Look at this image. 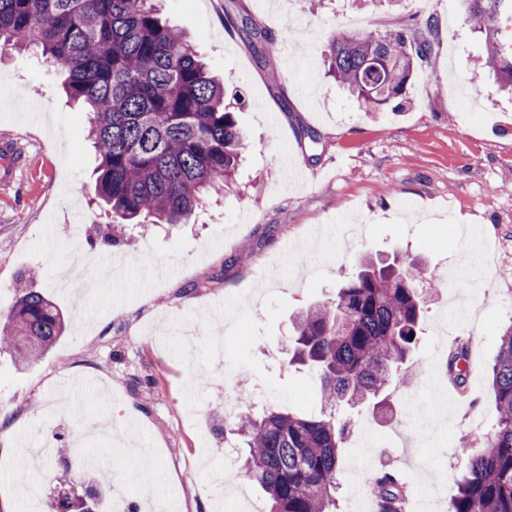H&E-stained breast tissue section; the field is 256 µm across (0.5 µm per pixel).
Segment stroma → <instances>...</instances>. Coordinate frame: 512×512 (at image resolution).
<instances>
[{"instance_id":"1","label":"stroma","mask_w":512,"mask_h":512,"mask_svg":"<svg viewBox=\"0 0 512 512\" xmlns=\"http://www.w3.org/2000/svg\"><path fill=\"white\" fill-rule=\"evenodd\" d=\"M161 8L225 78L228 94L241 95L246 147L232 190L204 198L194 223L108 244L121 270L93 292L56 286L86 241L66 213L111 221L90 200L99 158L88 116L68 102L53 66L30 52L0 57V133L29 152L14 190L0 193V314L27 286L52 299L67 326L33 364L0 351V512H49L55 462L29 451L58 433L83 453L118 449L100 466L109 510L155 512L158 499L176 512H268L264 492L241 474L235 417L205 372L214 343L226 342V381L252 389L263 408L311 412L316 380L287 365L295 317L333 299L358 257L396 254L419 262L428 278L455 267L470 319L437 335L448 295L426 290L420 344L407 364L413 383L395 387L393 419L371 408L353 413L337 508L374 505L363 476L380 470L414 494H455L497 419L489 369L512 327V97L472 80L479 35L435 0L385 2L372 12L362 0H297L289 18L264 0H161ZM346 12L371 14L381 31L434 22L439 49L413 80L408 105L358 111L325 75L321 53ZM245 13L279 43L302 31L315 42L312 60L270 79L246 30L224 24ZM303 127L315 139H298ZM297 241L307 249L294 250ZM186 321L204 325L189 355L171 334ZM463 343L462 396L447 362ZM142 470L149 486L139 482ZM22 473L40 501L25 497Z\"/></svg>"}]
</instances>
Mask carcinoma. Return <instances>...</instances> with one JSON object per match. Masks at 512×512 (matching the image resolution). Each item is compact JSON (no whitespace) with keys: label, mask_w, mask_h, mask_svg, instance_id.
<instances>
[{"label":"carcinoma","mask_w":512,"mask_h":512,"mask_svg":"<svg viewBox=\"0 0 512 512\" xmlns=\"http://www.w3.org/2000/svg\"><path fill=\"white\" fill-rule=\"evenodd\" d=\"M466 22L482 34L487 75L512 93V55L497 25L512 18V0H460ZM256 52L270 32L244 16ZM433 21L384 33H331L323 51L328 73L357 109L375 112L408 98L415 72L436 46ZM30 48L64 75L63 90L89 114L100 158L97 199L120 224H188L207 193L231 189L243 140L224 84L212 76L186 35L162 20L153 0H0V51ZM422 268L397 255L359 260L336 297L296 319L289 365L312 372L321 409L247 410L234 431L247 454L244 473L270 501L269 512H336L339 464L350 419L344 405L387 403L392 384L409 383L402 365L418 345ZM0 348L34 362L62 336L54 303L26 288L7 314ZM468 349L448 355V374L462 386ZM498 417L484 448L472 455L448 512H512V328L499 336L491 369ZM379 512H402L407 486L392 473L366 476ZM89 486L77 511L60 494L50 512H98Z\"/></svg>","instance_id":"1"}]
</instances>
